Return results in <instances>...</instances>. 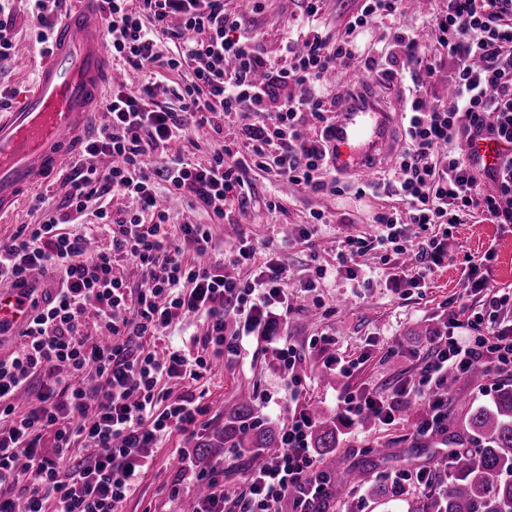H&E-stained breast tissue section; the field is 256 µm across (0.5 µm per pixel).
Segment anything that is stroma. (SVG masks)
Listing matches in <instances>:
<instances>
[{
    "instance_id": "35a3bbf8",
    "label": "stroma",
    "mask_w": 512,
    "mask_h": 512,
    "mask_svg": "<svg viewBox=\"0 0 512 512\" xmlns=\"http://www.w3.org/2000/svg\"><path fill=\"white\" fill-rule=\"evenodd\" d=\"M303 0H259L258 6L242 10L244 32L261 44L265 53L275 54L281 43L294 37V22L303 11ZM252 195L245 208H231L227 219L211 217L187 206L174 194L163 197L170 215L168 230L177 233L184 223L208 225L212 233L210 262L223 266L225 274L241 281L252 280L256 269L233 262L231 249L241 239L255 247L276 248L288 268V317L272 325L247 346L238 359L213 361L199 382L175 379L162 382L169 398L185 391L201 394L207 413L201 417L196 437L218 443L224 430V406L241 395H249L253 418L258 423L286 425L293 415L307 414L313 423L332 421L338 431L336 449L320 456L322 469L354 470L361 477L352 493L329 492L322 512H408L411 500L429 498V491L410 487L388 500L375 499L374 487L388 477L409 469L437 474L447 481L449 447L472 448L476 442L455 422L461 405L488 406L501 389L512 388V378L493 373L476 381L453 378L448 398L450 421L445 428L425 436L416 432L423 415L421 405L403 410L390 425L363 415L347 419L338 404L342 394L373 391L390 395L403 381L418 377L425 357L444 328L448 314L459 307H479L481 297L467 286L470 264L479 265L490 284L512 289V232L498 224L470 219L448 228V264L435 270L427 287L407 285L392 290L368 288L353 295L341 278L317 280L314 290L305 283L319 266L336 262L341 236L373 233L378 212L398 206L395 197H357L354 187L336 194H314L276 178L274 171H252ZM275 199L280 209L268 210ZM323 212L324 223L312 224L310 214ZM311 225L310 238L283 243L284 230ZM294 347L295 372L302 383L290 386L280 365L282 346ZM351 362L350 373L340 374L325 367L331 357ZM386 456H376V449ZM153 464L140 477L136 491L125 501L123 512H188L195 497V481L181 476V467L193 463L195 450L186 434L175 431L153 449ZM180 484L179 497L169 495Z\"/></svg>"
}]
</instances>
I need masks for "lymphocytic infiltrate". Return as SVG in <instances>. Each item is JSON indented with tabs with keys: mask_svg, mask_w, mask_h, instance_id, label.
Returning <instances> with one entry per match:
<instances>
[{
	"mask_svg": "<svg viewBox=\"0 0 512 512\" xmlns=\"http://www.w3.org/2000/svg\"><path fill=\"white\" fill-rule=\"evenodd\" d=\"M405 2L365 0L344 31L332 34L312 24L322 0H306L296 20L299 40L268 56L242 35L241 14L224 0H100L112 58L137 85H113L104 103L110 120L88 140L67 179L66 212H49L42 223L20 225L0 240V283L26 285L36 270L60 274L22 328L18 349L0 357V512H122L150 465L149 448L165 433L194 432L205 406L191 393L164 402L161 381L196 382L213 359L239 357L266 310L287 308L288 269L274 253L258 254L245 242L235 259L259 263L253 280L203 264L212 243L208 225L183 224L170 234L160 193L221 219L230 199L246 204L251 169L275 170L315 194L339 192L331 135L340 99L328 94L337 70L372 74L405 102L402 154L386 176L356 188L357 196L386 193L400 204L375 215L376 234L346 236L334 269L317 268V278L334 273L353 287H373L357 259L390 249L414 256L391 285L420 288L448 251L435 235L412 241L409 225L426 232L476 213L491 224H512V0H444L421 30L399 25ZM372 19L386 24L382 47L364 55L357 38ZM163 36L175 43L168 58L159 53ZM158 62L185 80L157 82L151 69ZM441 81L451 101L427 102L424 90ZM291 84L298 95H284ZM231 115L235 123L225 126ZM193 126L221 137L204 165L175 148ZM486 140L503 149L498 166H484L471 153L473 143ZM101 156L111 157L108 170L98 167ZM115 197L127 199L128 208L112 210ZM89 209L98 223L72 229L74 215ZM126 259L143 271L133 289L118 273ZM507 309L512 291L493 293L466 320L451 319L417 379L385 398L343 395L340 406L350 416L370 414L389 424L415 397L428 408L419 433L433 431L446 418L441 388L449 372L512 376V324L499 319ZM230 314L243 326L229 336ZM189 316L204 325L194 349L157 350L155 339ZM35 383V403L18 409L16 394ZM311 437L306 416L282 427L280 452L250 470L232 499L224 492L223 465L196 473L207 489L196 512H224L230 504L236 512H279L286 498L293 512H319L328 481ZM78 443L94 454L75 463L69 450Z\"/></svg>",
	"mask_w": 512,
	"mask_h": 512,
	"instance_id": "f902f5d3",
	"label": "lymphocytic infiltrate"
}]
</instances>
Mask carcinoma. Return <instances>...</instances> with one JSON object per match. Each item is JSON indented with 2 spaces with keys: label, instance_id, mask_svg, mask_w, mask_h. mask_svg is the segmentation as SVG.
I'll list each match as a JSON object with an SVG mask.
<instances>
[{
  "label": "carcinoma",
  "instance_id": "1",
  "mask_svg": "<svg viewBox=\"0 0 512 512\" xmlns=\"http://www.w3.org/2000/svg\"><path fill=\"white\" fill-rule=\"evenodd\" d=\"M250 401L243 397L224 407V444L251 448L256 463L281 449L280 430L274 426L249 427ZM464 431L475 437L474 449H452L448 462L453 476L440 497L410 506V512H512V389L502 390L491 407H469L462 419ZM315 447L327 454L336 449V424L323 422L314 433ZM331 476L339 494L358 483L359 475L339 472Z\"/></svg>",
  "mask_w": 512,
  "mask_h": 512
}]
</instances>
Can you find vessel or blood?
Segmentation results:
<instances>
[{
    "label": "vessel or blood",
    "instance_id": "obj_1",
    "mask_svg": "<svg viewBox=\"0 0 512 512\" xmlns=\"http://www.w3.org/2000/svg\"><path fill=\"white\" fill-rule=\"evenodd\" d=\"M102 26L93 0H71L53 29L51 53L35 67L33 87L0 113V216L13 213L26 193L81 154L116 77ZM398 117L369 98L342 100L332 138L337 170L356 173L386 162ZM31 308L22 289L0 287V330L21 328Z\"/></svg>",
    "mask_w": 512,
    "mask_h": 512
}]
</instances>
